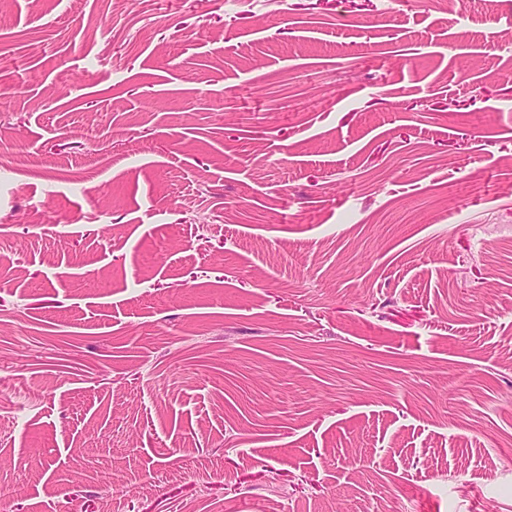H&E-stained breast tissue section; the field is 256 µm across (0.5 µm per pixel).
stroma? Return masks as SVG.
Segmentation results:
<instances>
[{"mask_svg":"<svg viewBox=\"0 0 512 512\" xmlns=\"http://www.w3.org/2000/svg\"><path fill=\"white\" fill-rule=\"evenodd\" d=\"M0 512H512V0H0Z\"/></svg>","mask_w":512,"mask_h":512,"instance_id":"35a3bbf8","label":"stroma"}]
</instances>
